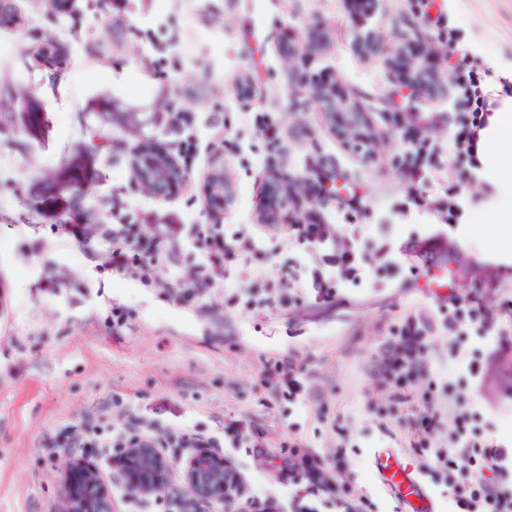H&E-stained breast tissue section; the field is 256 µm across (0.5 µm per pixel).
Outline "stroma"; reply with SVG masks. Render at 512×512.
<instances>
[{
  "label": "stroma",
  "instance_id": "stroma-1",
  "mask_svg": "<svg viewBox=\"0 0 512 512\" xmlns=\"http://www.w3.org/2000/svg\"><path fill=\"white\" fill-rule=\"evenodd\" d=\"M19 22L0 26V512H62L67 464L85 449L54 452L56 439L105 414L117 425L127 408L159 430L180 423L222 435L224 423L243 418L264 434L260 448L220 447L236 470L254 512H300L309 486L299 461L315 454L333 463L344 450L334 495L318 512H405L378 477L373 451L392 449L434 499L435 512H454L442 486L427 475V454L410 447L409 420L422 411L427 389L450 392L476 415L474 445L494 439L512 447V348L496 336L469 333L452 356V336L435 331L425 370L407 403L393 404L378 364L405 317H432L449 295L473 296L493 317L512 307V266L480 256L444 216L400 208L413 183L396 161L403 145L384 118L404 113L433 141L453 134L448 98L412 95L384 63L396 45L422 47L443 79H450L448 46L439 21L459 30L467 53L512 70V0H377L372 21L360 25L347 0H76L70 14L45 0H14ZM377 49L360 52L359 32ZM67 45L59 68L36 66L47 41ZM296 49L292 57L283 45ZM330 75L337 96L359 102L376 133L370 156L353 151L316 103L296 93L300 77ZM247 75L253 99L241 100L235 83ZM40 109V132L25 130V106ZM193 113L192 126L171 125V104ZM245 112L264 113L281 134L267 152ZM222 122V136L211 126ZM113 146L92 159L84 198L53 179L65 174L91 133ZM199 152L182 160L185 182L157 197L138 182L132 155L152 140L177 152L184 137ZM223 170L236 201L214 210L204 192L208 174ZM300 198L283 208L282 223L257 225L256 210L271 180ZM374 232L385 224L396 245L412 231L438 237L436 264L403 257L396 287L347 288L335 303L300 299L288 307H252L241 298L260 284L230 276L225 288L179 303L164 263L148 265L142 279L104 272V244L67 247L61 228L71 221L101 225L220 224L226 232L250 225L264 239L259 264L273 276L298 264L302 250L288 238L305 210L329 214L344 234L345 213ZM151 287H144V280ZM127 322L113 330L112 309ZM296 362L307 394L288 401L274 395L263 372L267 358ZM484 366L482 382L467 370ZM297 442L284 452V439ZM112 488L118 512H162L156 499L132 495L110 459L91 458Z\"/></svg>",
  "mask_w": 512,
  "mask_h": 512
}]
</instances>
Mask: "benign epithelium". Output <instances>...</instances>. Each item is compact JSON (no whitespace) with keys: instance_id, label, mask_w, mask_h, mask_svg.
Wrapping results in <instances>:
<instances>
[{"instance_id":"obj_1","label":"benign epithelium","mask_w":512,"mask_h":512,"mask_svg":"<svg viewBox=\"0 0 512 512\" xmlns=\"http://www.w3.org/2000/svg\"><path fill=\"white\" fill-rule=\"evenodd\" d=\"M385 63L419 93L435 95L447 91L439 73L430 66L415 65L404 46L395 47ZM299 89L309 93L348 144L360 147L374 142L366 112L358 103L338 101L332 91L305 81L299 82ZM135 170L139 183L158 197L171 195L184 182L178 161L152 143L143 144L136 153ZM207 191L216 208L226 209L235 202L234 186L220 171L209 176ZM281 197V184L269 183L257 211L259 223L280 222ZM112 468L120 474L126 486L142 497H152L164 491L172 472L178 471L187 488V496L174 499L178 512H193L203 504L222 508L224 512H244L242 507L235 506L238 476L224 457L210 449H197L174 462L143 444L126 448L112 458ZM62 484L64 512H116L112 489L98 469L88 462L80 458L70 461Z\"/></svg>"}]
</instances>
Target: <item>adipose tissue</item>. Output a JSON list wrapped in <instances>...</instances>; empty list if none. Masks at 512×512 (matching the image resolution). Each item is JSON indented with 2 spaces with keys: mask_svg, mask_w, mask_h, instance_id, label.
Returning <instances> with one entry per match:
<instances>
[{
  "mask_svg": "<svg viewBox=\"0 0 512 512\" xmlns=\"http://www.w3.org/2000/svg\"><path fill=\"white\" fill-rule=\"evenodd\" d=\"M500 105L481 132L479 178L488 187L476 216L462 224L463 238H476L483 252L496 259H512V95L494 84Z\"/></svg>",
  "mask_w": 512,
  "mask_h": 512,
  "instance_id": "obj_1",
  "label": "adipose tissue"
}]
</instances>
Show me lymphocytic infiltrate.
<instances>
[{"label": "lymphocytic infiltrate", "instance_id": "1", "mask_svg": "<svg viewBox=\"0 0 512 512\" xmlns=\"http://www.w3.org/2000/svg\"><path fill=\"white\" fill-rule=\"evenodd\" d=\"M494 74L483 58L463 56L453 69L454 98L452 123L454 133L447 147H440L424 137L420 127L405 121L402 113L387 114V124L399 132L407 149L400 162L409 178L420 185V193L410 197L411 205H420L423 189L433 186L443 176L463 177L476 169L480 133L499 102L488 80ZM453 157L454 166H445L444 157ZM62 234L77 244H87L103 238L106 247L105 270L115 275L138 277L147 264L167 259L176 262L178 244L188 239L190 247L202 260L207 275L201 286L179 285L177 299L189 304L198 299L203 289L223 280L230 269L250 267V256L255 239L244 232L226 234L220 224H195L184 229L180 224H115L101 227L97 224H66ZM288 236L303 249L298 267L287 275L297 284L300 295L311 296L315 303L333 302L340 290L348 285L363 288L390 287L402 273V263L392 251L388 233L378 238L366 236L361 225H351L344 237H337L334 225L324 214L312 211L303 223L288 227ZM468 323L479 326L480 333L508 335L512 327L506 320H491L477 299L468 296H451L441 307L433 321L420 316H408L395 331L381 362L385 379L393 383L392 399L401 404L411 395L412 385L426 362L428 339L433 325L458 333ZM444 402L430 398L427 408L409 425L411 445L428 450L430 472L442 482L456 505V512H512V453L495 441H486L478 452H470L475 433V415L468 408L453 405V431L447 446H439L433 439L439 428ZM104 417L85 421L81 429L60 440L63 448H127L136 444H156L153 421L143 419L132 429H115L111 438H104ZM255 433L241 420L224 424L223 436L206 435L184 426L171 428L166 441L170 448H212L220 441L231 447L250 444ZM468 461L475 472L472 482L460 481L461 461ZM493 473L494 481H486V473Z\"/></svg>", "mask_w": 512, "mask_h": 512}]
</instances>
